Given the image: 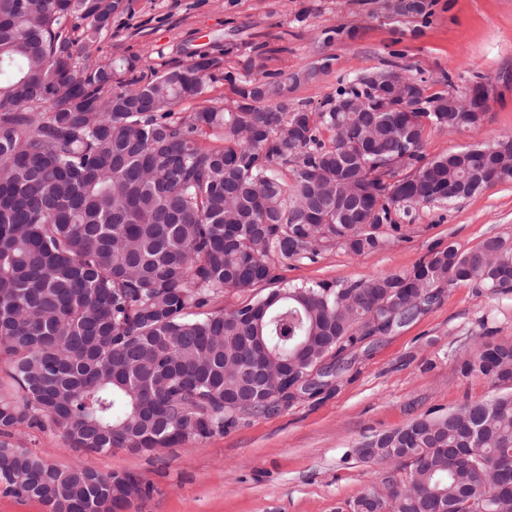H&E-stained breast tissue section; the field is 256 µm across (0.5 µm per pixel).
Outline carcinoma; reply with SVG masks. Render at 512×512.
<instances>
[{
    "instance_id": "obj_1",
    "label": "carcinoma",
    "mask_w": 512,
    "mask_h": 512,
    "mask_svg": "<svg viewBox=\"0 0 512 512\" xmlns=\"http://www.w3.org/2000/svg\"><path fill=\"white\" fill-rule=\"evenodd\" d=\"M126 0H0V486L49 512H115L148 495L133 474L60 467L14 438L50 424L74 448H170L279 412L239 410L245 342L300 359L353 348L366 325L404 323L428 288H512V241L432 251L412 269L290 284L271 258L379 250L415 206L512 179V138L428 159L425 128L477 130L484 112L365 74L315 110L258 78L230 105L201 98L217 63L199 54L147 82L138 58H94ZM364 96L374 111H338ZM259 284L265 296L221 301ZM512 383V344L458 365ZM468 467L448 469V449ZM393 464L352 512H512V392L419 418L363 443Z\"/></svg>"
}]
</instances>
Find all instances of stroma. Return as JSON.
I'll use <instances>...</instances> for the list:
<instances>
[{"label":"stroma","instance_id":"obj_1","mask_svg":"<svg viewBox=\"0 0 512 512\" xmlns=\"http://www.w3.org/2000/svg\"><path fill=\"white\" fill-rule=\"evenodd\" d=\"M92 53L138 57L146 78L208 55L219 63L205 95L211 106L235 100L244 80H278L324 61L330 68L318 79L291 86L289 108H318L340 81L382 69L423 82L430 94L481 82L490 93L482 128L426 130V157L512 136V0H429L425 13L408 16L387 0H129L112 18L111 39ZM401 222L379 251L356 256L336 247L277 260L278 272L294 284L353 282L412 269L450 244L467 250L491 236L512 238V179L445 207H417ZM489 340L512 344V291L459 283L413 320L328 359L336 374L319 394L224 433L109 454L72 448L50 427L23 442L60 466L150 482V496L127 512H348L380 472L360 460L357 446L498 394L487 378L457 372L459 359Z\"/></svg>","mask_w":512,"mask_h":512}]
</instances>
